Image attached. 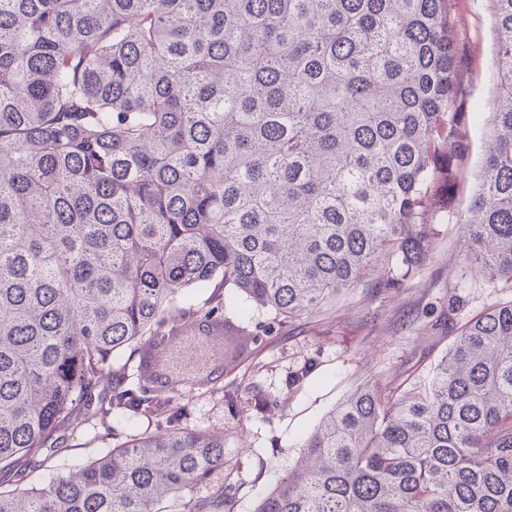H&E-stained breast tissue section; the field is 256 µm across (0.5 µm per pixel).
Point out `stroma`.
Instances as JSON below:
<instances>
[{"instance_id": "1", "label": "stroma", "mask_w": 512, "mask_h": 512, "mask_svg": "<svg viewBox=\"0 0 512 512\" xmlns=\"http://www.w3.org/2000/svg\"><path fill=\"white\" fill-rule=\"evenodd\" d=\"M460 45L456 96L466 114L465 139L451 206L465 213L489 135L493 98L492 19L485 0H453ZM425 265L399 288L364 283L346 290L321 312L277 327L246 362L224 373V388L198 387L176 400L181 428L220 431L228 467H240L246 486L234 512H253L299 457L321 419L368 380L389 386L427 383L456 329L491 305L512 300V283L475 270L458 225L433 220ZM278 398V408L257 407L254 390ZM79 449L50 460L31 476L49 481L73 465L106 454L114 443L88 430Z\"/></svg>"}]
</instances>
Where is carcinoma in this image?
<instances>
[{
	"instance_id": "1",
	"label": "carcinoma",
	"mask_w": 512,
	"mask_h": 512,
	"mask_svg": "<svg viewBox=\"0 0 512 512\" xmlns=\"http://www.w3.org/2000/svg\"><path fill=\"white\" fill-rule=\"evenodd\" d=\"M496 97L461 150L449 0H0V512H232L224 434L178 426V332L242 363L274 327L428 259L434 214L512 281V0H485ZM210 286L202 305L187 291ZM271 313L260 331L227 299ZM139 359L137 381L114 355ZM156 431L25 488L88 426ZM254 512H512V301L427 384L367 382Z\"/></svg>"
}]
</instances>
